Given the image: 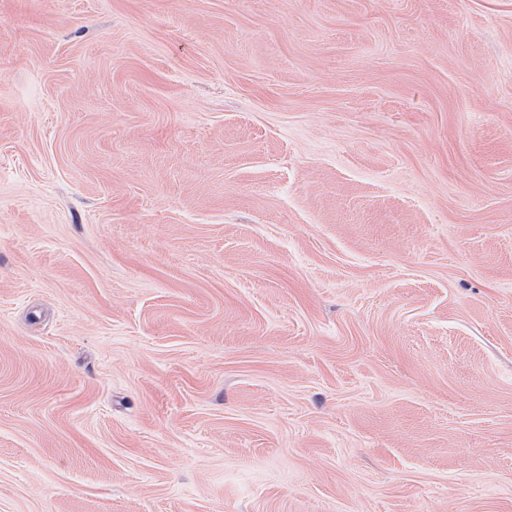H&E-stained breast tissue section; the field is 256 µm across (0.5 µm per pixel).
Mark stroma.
Masks as SVG:
<instances>
[{"label": "stroma", "instance_id": "stroma-1", "mask_svg": "<svg viewBox=\"0 0 512 512\" xmlns=\"http://www.w3.org/2000/svg\"><path fill=\"white\" fill-rule=\"evenodd\" d=\"M0 512H512V0H0Z\"/></svg>", "mask_w": 512, "mask_h": 512}]
</instances>
